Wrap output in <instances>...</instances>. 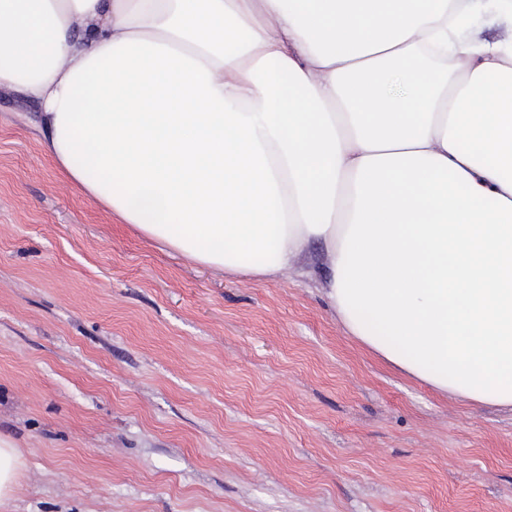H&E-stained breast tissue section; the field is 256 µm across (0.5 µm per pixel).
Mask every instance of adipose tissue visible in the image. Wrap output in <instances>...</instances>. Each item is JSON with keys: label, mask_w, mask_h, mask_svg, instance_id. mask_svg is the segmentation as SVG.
Here are the masks:
<instances>
[{"label": "adipose tissue", "mask_w": 512, "mask_h": 512, "mask_svg": "<svg viewBox=\"0 0 512 512\" xmlns=\"http://www.w3.org/2000/svg\"><path fill=\"white\" fill-rule=\"evenodd\" d=\"M475 8L0 0V87L121 223L257 278L323 241L355 341L512 409V40L474 32Z\"/></svg>", "instance_id": "1"}]
</instances>
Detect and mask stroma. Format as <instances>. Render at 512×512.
I'll return each mask as SVG.
<instances>
[{
	"label": "stroma",
	"mask_w": 512,
	"mask_h": 512,
	"mask_svg": "<svg viewBox=\"0 0 512 512\" xmlns=\"http://www.w3.org/2000/svg\"><path fill=\"white\" fill-rule=\"evenodd\" d=\"M0 88V512H512V412L348 336L321 242L227 275L113 218ZM21 465L14 441L0 435V499H8L15 493Z\"/></svg>",
	"instance_id": "obj_1"
}]
</instances>
